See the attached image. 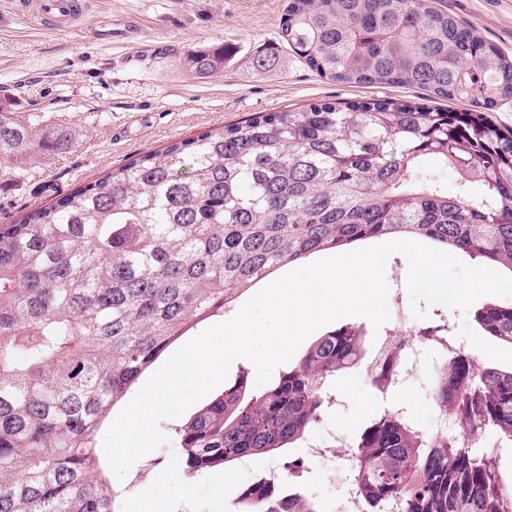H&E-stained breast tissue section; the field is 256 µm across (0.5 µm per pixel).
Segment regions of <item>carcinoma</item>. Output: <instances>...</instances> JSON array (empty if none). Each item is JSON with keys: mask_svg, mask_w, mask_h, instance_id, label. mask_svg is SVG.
<instances>
[{"mask_svg": "<svg viewBox=\"0 0 512 512\" xmlns=\"http://www.w3.org/2000/svg\"><path fill=\"white\" fill-rule=\"evenodd\" d=\"M285 47L319 76L418 88L470 109L386 99L311 103L176 141L0 225V512H124L97 435L115 405L194 324L309 256L389 237L422 238L512 273V130L488 113L512 98V60L429 0H289ZM222 50L186 57L200 78ZM71 134L0 106V168ZM453 176L448 189L441 174ZM512 346V304L476 315ZM444 325L417 329L428 342ZM364 356L362 329L315 339L255 393L244 376L172 428L186 476L304 439L336 376ZM433 398L455 435L426 436L397 409L353 445L369 512H512L491 428L512 447V367L448 351ZM245 512H318L240 495Z\"/></svg>", "mask_w": 512, "mask_h": 512, "instance_id": "obj_1", "label": "carcinoma"}]
</instances>
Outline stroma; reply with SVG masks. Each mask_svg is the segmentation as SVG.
<instances>
[{
	"label": "stroma",
	"instance_id": "obj_1",
	"mask_svg": "<svg viewBox=\"0 0 512 512\" xmlns=\"http://www.w3.org/2000/svg\"><path fill=\"white\" fill-rule=\"evenodd\" d=\"M75 33L59 35L22 17L0 31V101L16 118L40 128L65 127L72 140L62 151H38L18 158L0 175V224H11L29 211L48 206L56 194L91 183L141 155L173 141L201 136L257 114L298 108L319 101H357L385 97L409 101L416 88L374 87L321 78L288 51L280 20L288 0H86ZM442 12L473 29L488 45L512 59V0H434ZM110 20L123 34L97 40L94 31ZM163 39L171 51L148 54ZM225 48L224 69L201 79L185 65L193 50ZM276 50L272 70L256 73L251 58ZM494 295L477 299L470 310L427 307V322L448 321L453 336L466 341L475 361L485 367L512 366V346L486 336L475 321ZM444 360L425 346L412 378L380 399L361 370L353 368L336 382L337 402L314 426L316 439L343 445L356 442L381 409H403L423 433L435 419L432 371ZM301 443L279 453L287 462L293 489L314 500L320 512H336V492L327 471L301 465ZM161 461L171 479L154 512H239L247 479L231 463L186 477L181 454L163 445L138 459L142 469Z\"/></svg>",
	"mask_w": 512,
	"mask_h": 512
}]
</instances>
